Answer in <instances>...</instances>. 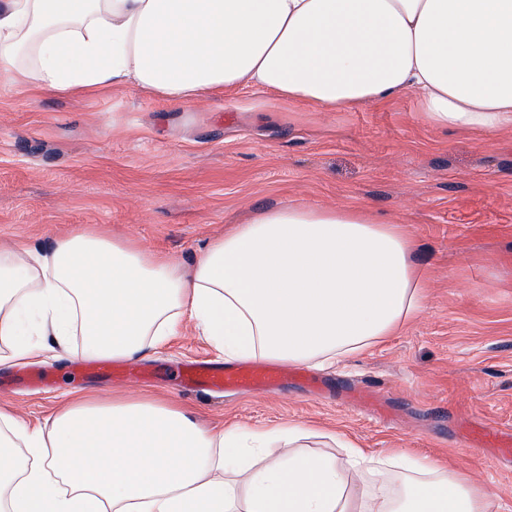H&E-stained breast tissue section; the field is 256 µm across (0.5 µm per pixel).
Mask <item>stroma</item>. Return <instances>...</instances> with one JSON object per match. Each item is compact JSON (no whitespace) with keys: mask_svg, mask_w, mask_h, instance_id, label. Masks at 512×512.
Masks as SVG:
<instances>
[{"mask_svg":"<svg viewBox=\"0 0 512 512\" xmlns=\"http://www.w3.org/2000/svg\"><path fill=\"white\" fill-rule=\"evenodd\" d=\"M360 204L409 226L430 275L425 312L347 365L275 394L186 391L173 378L114 383L68 374L81 339L47 365V392L0 393L27 427L81 398H158L205 427L288 422L355 436L368 450L438 458L512 512V454L474 442L512 436V128L459 133L429 124L415 94L323 112L244 87L173 104L133 86L90 96L0 84V249L43 247L77 227L191 265L199 249L258 209ZM223 364L185 323L135 368Z\"/></svg>","mask_w":512,"mask_h":512,"instance_id":"1","label":"stroma"}]
</instances>
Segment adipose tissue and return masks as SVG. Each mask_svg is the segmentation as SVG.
<instances>
[{
  "instance_id": "obj_1",
  "label": "adipose tissue",
  "mask_w": 512,
  "mask_h": 512,
  "mask_svg": "<svg viewBox=\"0 0 512 512\" xmlns=\"http://www.w3.org/2000/svg\"><path fill=\"white\" fill-rule=\"evenodd\" d=\"M0 75L189 103L242 87L336 112L413 93L454 131L512 128V0H0ZM403 225L365 207L270 206L191 270L88 228L0 250V365L72 337L136 359L194 321L224 360L335 364L416 320L429 280ZM293 424L215 431L157 400H75L49 426L0 413V512H496L427 457L303 452ZM30 448L37 464L15 454ZM279 447L275 457L267 450Z\"/></svg>"
}]
</instances>
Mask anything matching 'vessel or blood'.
I'll use <instances>...</instances> for the list:
<instances>
[{"mask_svg": "<svg viewBox=\"0 0 512 512\" xmlns=\"http://www.w3.org/2000/svg\"><path fill=\"white\" fill-rule=\"evenodd\" d=\"M89 372L107 376L114 381H125L134 376L130 367L109 361L89 366L76 360L69 369L70 375L75 377ZM287 376V370L281 365L263 361L218 367L203 360H195L177 366L173 372L178 386L185 390H220L243 394L276 392ZM53 384L52 372L25 370L11 379L1 381L0 387L9 390H47Z\"/></svg>", "mask_w": 512, "mask_h": 512, "instance_id": "obj_1", "label": "vessel or blood"}]
</instances>
